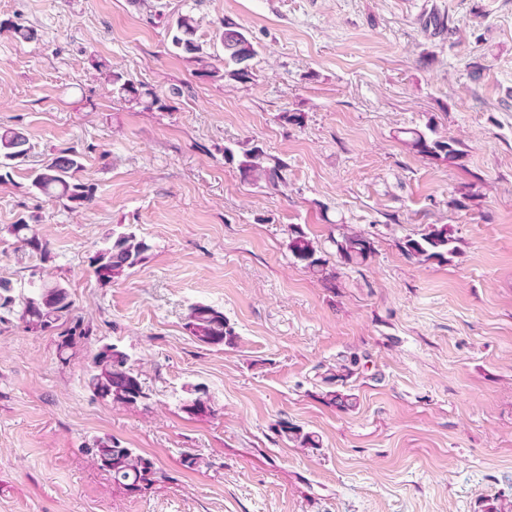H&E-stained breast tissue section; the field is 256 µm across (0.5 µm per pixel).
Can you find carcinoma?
<instances>
[{
	"mask_svg": "<svg viewBox=\"0 0 512 512\" xmlns=\"http://www.w3.org/2000/svg\"><path fill=\"white\" fill-rule=\"evenodd\" d=\"M197 21L189 14L176 20L171 43L181 53L188 54L198 65L196 75L214 83L253 80L251 61L257 56L254 42L242 31L226 24L215 34L224 50L221 63H214V56L205 52L194 39ZM112 94L120 100L136 104L146 110L162 109L160 96L150 89L138 87L127 80L123 73L108 76ZM406 145L416 154L451 166L462 165L465 152L460 142L445 138L429 128L425 133L410 132ZM27 139L21 133L0 129V182L11 178L15 168L25 162ZM287 166L255 146L243 151L238 158V171L243 181L253 185L264 184L277 188L286 181ZM82 153L74 146L59 150L32 170V192L63 204L69 210L84 208L93 201V187L81 178ZM8 233L20 244V249L38 254L44 260L51 258L50 243L40 236L35 225L20 221L8 227ZM336 258L343 265H361L375 253L373 241L366 235L340 229L338 236L329 237ZM288 252L294 262L318 277L327 287H336V268L329 265L322 244L311 239L304 229L288 226ZM402 251L421 264L448 261L457 252L456 238L446 224H430L415 236L406 237ZM152 245L138 235L132 225L112 230L104 245L90 257L89 267L96 281L106 286L123 277L128 271L142 265L148 258ZM17 320L26 330L34 333L57 331L56 353L66 363L81 347L92 344L94 331L75 313V301L68 287L51 277H30L20 289L11 282L0 280V324ZM184 329L193 339L209 347L236 345L238 334L224 312L211 304L196 302L189 307ZM84 383L93 396L112 401L116 407L147 406L151 400L141 375L133 368L130 357L117 345L102 343L87 356ZM198 386L187 390V397L180 402V410L191 418L211 417L216 406L199 403L192 397ZM325 403L341 411L353 409L357 398L339 390H328L323 395ZM282 441L298 448H319L320 439L315 433L304 430L292 421L281 418L272 427ZM87 455L99 469L112 478V484L124 494H141L155 485L170 481V475L157 465L153 458L129 448L110 435L93 439L85 448Z\"/></svg>",
	"mask_w": 512,
	"mask_h": 512,
	"instance_id": "1",
	"label": "carcinoma"
}]
</instances>
